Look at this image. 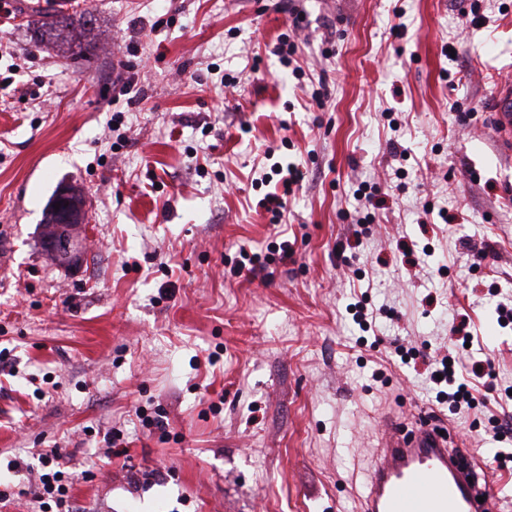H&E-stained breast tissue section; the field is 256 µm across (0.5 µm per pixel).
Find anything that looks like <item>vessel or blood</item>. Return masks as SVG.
<instances>
[{
	"label": "vessel or blood",
	"mask_w": 512,
	"mask_h": 512,
	"mask_svg": "<svg viewBox=\"0 0 512 512\" xmlns=\"http://www.w3.org/2000/svg\"><path fill=\"white\" fill-rule=\"evenodd\" d=\"M490 112L501 144L512 146V83H500ZM441 429L427 413L408 436L395 420L384 421L361 512H501L493 480L478 478L469 449L449 443Z\"/></svg>",
	"instance_id": "vessel-or-blood-1"
}]
</instances>
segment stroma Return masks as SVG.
<instances>
[{"label": "stroma", "mask_w": 512, "mask_h": 512, "mask_svg": "<svg viewBox=\"0 0 512 512\" xmlns=\"http://www.w3.org/2000/svg\"><path fill=\"white\" fill-rule=\"evenodd\" d=\"M1 1L0 512H40L54 449L73 512H359L382 421L433 407L397 346L434 358L467 321L512 385V155L487 119L512 0H80L74 56ZM276 164L304 175L278 224ZM62 182L87 201L77 267L41 245ZM242 247L265 269L237 272ZM447 420L512 494V401Z\"/></svg>", "instance_id": "1"}]
</instances>
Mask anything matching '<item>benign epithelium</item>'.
Masks as SVG:
<instances>
[{"instance_id":"obj_1","label":"benign epithelium","mask_w":512,"mask_h":512,"mask_svg":"<svg viewBox=\"0 0 512 512\" xmlns=\"http://www.w3.org/2000/svg\"><path fill=\"white\" fill-rule=\"evenodd\" d=\"M60 207H55V203ZM52 220L53 233L42 237L43 248L55 260L76 265L81 259L75 244L73 232L87 220L85 201L80 191L69 183L57 186L47 210Z\"/></svg>"}]
</instances>
